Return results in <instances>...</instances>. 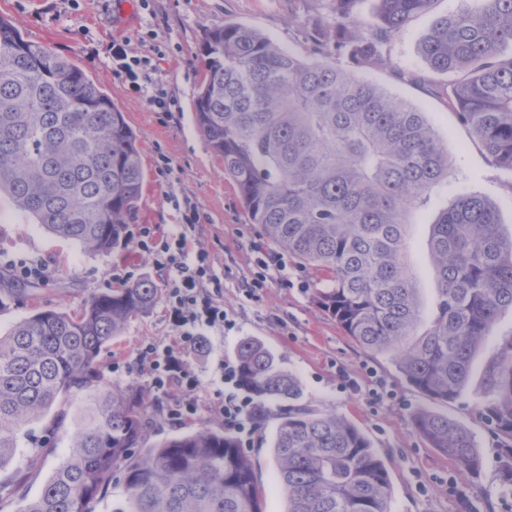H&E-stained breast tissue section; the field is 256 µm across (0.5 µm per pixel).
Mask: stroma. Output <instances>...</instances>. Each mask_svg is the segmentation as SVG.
I'll list each match as a JSON object with an SVG mask.
<instances>
[{
    "instance_id": "stroma-1",
    "label": "stroma",
    "mask_w": 512,
    "mask_h": 512,
    "mask_svg": "<svg viewBox=\"0 0 512 512\" xmlns=\"http://www.w3.org/2000/svg\"><path fill=\"white\" fill-rule=\"evenodd\" d=\"M469 4L470 0H436L431 13L394 37L385 67H356L352 73L424 112L448 144L455 188L495 203L501 231L511 236L512 172L493 164L471 131L459 123L448 108L444 78L431 74L418 53L434 17L456 13ZM323 14L317 0H0V15L26 38L69 58L109 95L137 135L147 172L131 242L108 253H91L50 235L0 202V258L37 257L52 269L44 281L12 278L13 287L25 289L26 295L0 312V336L8 335L17 322L38 309L70 313L91 293L141 278L166 288L169 269L142 242L167 236L173 225L181 223L184 206L193 205L198 215L193 248L207 253L212 272L223 285L228 319L223 331L206 329L200 342L180 345L179 357L187 376L195 379V387L179 382L160 392L153 386L145 349L175 344L183 332L162 302L131 319L99 357L107 382L147 393L152 425L144 447L189 431L222 426L225 401L249 398L242 387L224 384L222 366L234 361L243 340L256 339L298 377L304 404L344 416L368 437L389 473L391 512H512V493L502 491L499 482V441L480 412L484 358H477L469 385L453 402L435 404L412 389L387 354L365 350L322 312L314 291L323 287L325 273L302 267L267 242L261 227L250 222L235 183L224 173L222 159L196 128L193 102L203 78L200 48L208 32L227 23H242L282 47L299 50L303 47L300 29ZM116 41L127 43L132 54L144 60L139 88H132L112 69ZM159 87L173 100L170 111H155L147 101ZM162 157L171 163L170 174L158 168ZM453 201L452 192L436 187L409 240L419 298L428 309L437 295L429 228L438 209ZM264 253L281 259V266L260 269L258 260ZM260 272L267 277L266 286L248 297L246 286ZM378 386L384 388V397L370 398V390ZM88 401L87 393H71L30 419L17 436L14 458L0 467V483L26 473V495L36 497L53 476L59 458L68 452ZM188 401L194 413L177 416V409ZM429 408L448 414L475 436L482 458L479 475L460 469L414 433L412 414ZM279 413V403H269L265 421L237 436L252 460L263 512L288 510L273 450ZM35 454L40 457L38 465L29 466Z\"/></svg>"
}]
</instances>
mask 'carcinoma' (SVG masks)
Instances as JSON below:
<instances>
[{"mask_svg":"<svg viewBox=\"0 0 512 512\" xmlns=\"http://www.w3.org/2000/svg\"><path fill=\"white\" fill-rule=\"evenodd\" d=\"M322 2L326 17L301 31L306 56L243 24L205 37L197 129L268 242L328 273L318 304L363 348L389 354L410 387L446 404L512 311V237L486 198L460 192L440 210L430 238L436 310L416 334L425 312L409 230L434 187L448 185V145L423 113L338 60L383 66L393 37L434 0H376L372 20L360 17V0ZM418 52L448 76L450 109L512 171V0H472L436 19ZM146 184L124 113L83 70L0 16V200L59 238L108 253L128 246ZM161 297L140 279L90 295L73 313L39 310L0 336V466L29 418L72 391H95L41 492L27 498L23 474L0 486L20 497L18 512H93L117 467L120 512H262L251 461L222 428L136 452L150 425L145 396L105 381L99 355ZM236 365L256 422L268 403H287L273 448L288 512H391L388 472L364 433L299 403L298 378L260 342L242 341ZM485 379L481 413L501 442L500 480L512 491V336L487 361ZM412 428L479 472L476 440L455 419L424 409Z\"/></svg>","mask_w":512,"mask_h":512,"instance_id":"cac0c4a2","label":"carcinoma"}]
</instances>
